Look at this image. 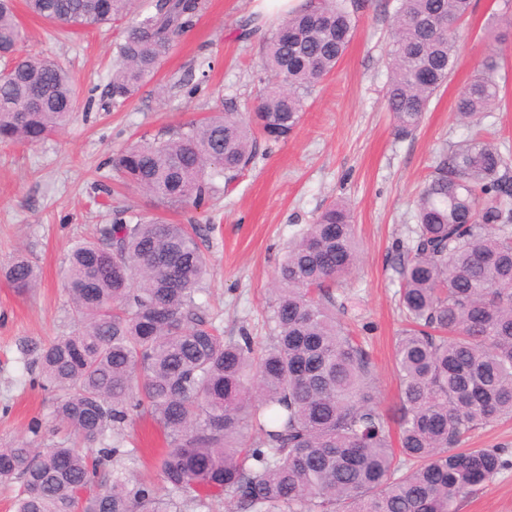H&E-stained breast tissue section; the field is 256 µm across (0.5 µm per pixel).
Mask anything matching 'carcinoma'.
Listing matches in <instances>:
<instances>
[{"label":"carcinoma","instance_id":"obj_1","mask_svg":"<svg viewBox=\"0 0 512 512\" xmlns=\"http://www.w3.org/2000/svg\"><path fill=\"white\" fill-rule=\"evenodd\" d=\"M68 29L127 21L133 0H26ZM356 0H308L268 29L255 16L268 83L246 117L232 105L126 148L128 187L164 208L203 207L300 123L306 100L354 33ZM474 0H397L384 91L395 131L421 125L453 76V27ZM197 0H156L123 29L112 104L130 99L192 23ZM13 0H0V140H45L74 111L76 87L56 61L22 50ZM492 51L455 102L476 123L500 99ZM110 224L70 250L66 290L78 329L39 349L38 381L56 390L55 420L74 440L0 448V481L22 479L15 512H456L503 467L497 448H462L483 425L512 415V156L472 138L440 155L416 200V224L397 254L399 380L387 414L369 352L336 313L335 288L358 260L350 209L326 206L288 247L269 303V336L225 339L196 300L209 274L197 224L154 215ZM0 278L27 295L40 272L19 255ZM150 417L167 448L166 484L132 482L122 425ZM397 424L392 432L391 423Z\"/></svg>","mask_w":512,"mask_h":512}]
</instances>
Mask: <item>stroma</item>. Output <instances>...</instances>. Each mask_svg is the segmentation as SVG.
Segmentation results:
<instances>
[{
  "label": "stroma",
  "mask_w": 512,
  "mask_h": 512,
  "mask_svg": "<svg viewBox=\"0 0 512 512\" xmlns=\"http://www.w3.org/2000/svg\"><path fill=\"white\" fill-rule=\"evenodd\" d=\"M354 36L336 68L308 99L302 120L287 139L260 142L249 170L225 194L201 209L169 210L146 193H121L130 216L160 215L207 229L202 244L210 262L202 295L228 338L268 334L264 312L279 263L321 210L345 202L352 213L360 259L336 290L351 324L371 352L381 407L396 402L398 377L393 346L401 327L395 255L410 236L417 196L443 149L470 138L473 129L454 111L492 43L489 29L499 0H477L473 16L458 29L460 62L432 99L419 128L398 137L384 104L390 26L395 0H359ZM25 52L55 59L73 75L77 103L70 122L37 144L0 141V265L17 254L42 272L34 294H17L0 280V445L31 440L47 448L55 431V395L32 382L20 344L43 343L76 328L64 287L73 243L96 224L112 221L98 205V185H115V161L141 137L209 116L232 104L249 112L265 86L256 42L240 38L260 0H201L191 26L178 38L155 76L122 105L110 100L115 46L122 24L75 31L32 15L14 2ZM509 78L500 104L481 118L482 137L512 143V35L502 49ZM39 433H30L31 422ZM124 436L137 456L125 463L131 479L155 486L163 480L153 457L163 447L148 420L130 416ZM474 448H501L508 461L457 512H512V417L473 434Z\"/></svg>",
  "instance_id": "stroma-1"
}]
</instances>
